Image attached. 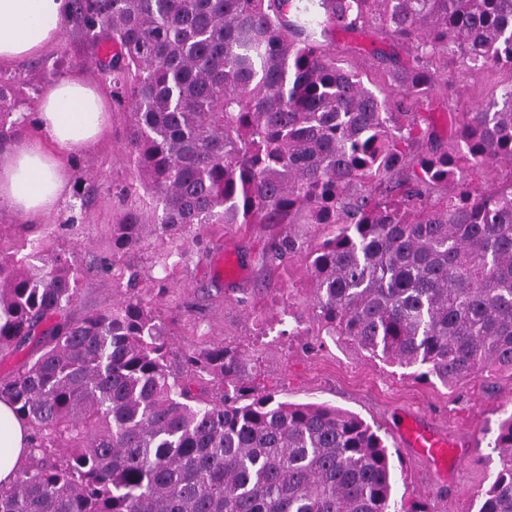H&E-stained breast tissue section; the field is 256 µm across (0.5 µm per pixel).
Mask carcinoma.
<instances>
[{
	"label": "carcinoma",
	"instance_id": "1",
	"mask_svg": "<svg viewBox=\"0 0 512 512\" xmlns=\"http://www.w3.org/2000/svg\"><path fill=\"white\" fill-rule=\"evenodd\" d=\"M71 16L129 113L133 173L99 262L48 248L35 224L0 246V352L41 344L0 379L33 432L0 512H391L397 467L377 430L249 396L243 352L221 341L173 372L158 302L207 262L210 229L261 224L258 261L304 259L325 335L446 386L512 376V83L458 113L446 146L417 105L436 58L512 71V0H71ZM374 28L411 48L385 80L401 100L325 49L337 29ZM21 83L0 78V151L27 125L7 122ZM503 165L487 190L466 175ZM148 241L157 276L122 262ZM98 274L112 308L69 319ZM490 448L477 512H512V414Z\"/></svg>",
	"mask_w": 512,
	"mask_h": 512
}]
</instances>
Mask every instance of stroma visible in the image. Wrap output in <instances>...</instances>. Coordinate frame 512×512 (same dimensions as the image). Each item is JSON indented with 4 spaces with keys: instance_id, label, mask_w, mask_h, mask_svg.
I'll return each instance as SVG.
<instances>
[{
    "instance_id": "35a3bbf8",
    "label": "stroma",
    "mask_w": 512,
    "mask_h": 512,
    "mask_svg": "<svg viewBox=\"0 0 512 512\" xmlns=\"http://www.w3.org/2000/svg\"><path fill=\"white\" fill-rule=\"evenodd\" d=\"M327 47L343 67L373 77L389 67L386 51H395L403 59L408 56L406 47L394 45L373 30L359 37L336 32ZM93 52L68 19L58 44L39 57L1 63L0 75L28 77L17 98L19 111L26 112L34 89H46L56 77L80 75L110 88V81L102 80L84 64ZM435 69L448 74L447 85L438 86L432 98V117L444 144L454 139L451 114L472 112L499 100L503 87L512 83V70H473L454 57L436 64ZM129 124L128 113L112 111L109 136L76 155L73 177H91L97 184L82 213L73 214L66 205L46 219L56 229L50 247L69 250L78 262L102 256L106 226L122 211L114 188L131 176L124 156ZM71 219L77 226L70 230L66 224ZM266 241L263 230L245 235L236 227H227L207 264L189 267L172 284L160 302L170 332L172 360H179L185 348L206 339L240 348L255 390L273 384L279 400L327 404L355 413L379 428L388 447L397 449L402 463L395 502H417L427 512H476L475 496L488 484L498 461L488 446V430L504 412L512 411V375L502 373L445 386L416 379L411 369L371 356L348 341L321 335L305 262L296 259L285 268H261L256 255ZM115 298L111 276L89 278L81 282L79 299L68 316L77 320L107 310ZM285 307L301 320V335H290V323L281 322ZM400 410L446 432L460 449L463 463L449 464L442 473L432 470L410 449L398 448L389 420Z\"/></svg>"
}]
</instances>
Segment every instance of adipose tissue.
<instances>
[{"label":"adipose tissue","instance_id":"adipose-tissue-1","mask_svg":"<svg viewBox=\"0 0 512 512\" xmlns=\"http://www.w3.org/2000/svg\"><path fill=\"white\" fill-rule=\"evenodd\" d=\"M70 0H0V63L38 55L62 36ZM109 102L101 86L79 76L55 79L32 122L35 136L0 154V206L40 224L71 197L68 165L102 139ZM30 430L0 399V485L13 482L30 452Z\"/></svg>","mask_w":512,"mask_h":512}]
</instances>
